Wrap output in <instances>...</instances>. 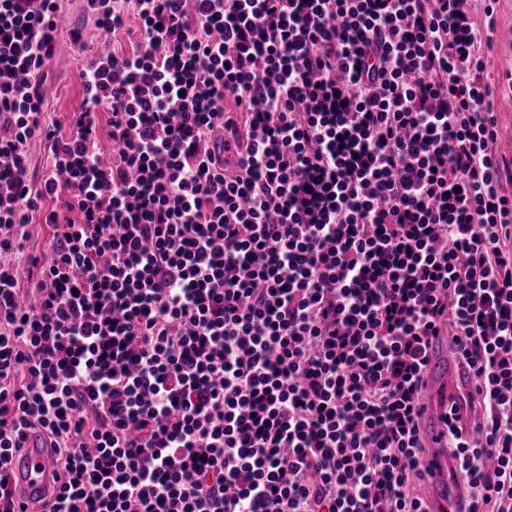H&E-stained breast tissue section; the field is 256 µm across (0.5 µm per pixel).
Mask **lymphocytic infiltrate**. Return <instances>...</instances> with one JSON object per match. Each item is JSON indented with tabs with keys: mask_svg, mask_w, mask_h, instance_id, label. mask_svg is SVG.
Wrapping results in <instances>:
<instances>
[{
	"mask_svg": "<svg viewBox=\"0 0 512 512\" xmlns=\"http://www.w3.org/2000/svg\"><path fill=\"white\" fill-rule=\"evenodd\" d=\"M86 2L139 39L86 66L63 137L60 0H0V512H29L9 468L34 430L49 512H426L442 326L474 379L471 426L448 418L470 512H512L496 0ZM30 166L34 181L41 182L51 167L50 142L36 140L28 147Z\"/></svg>",
	"mask_w": 512,
	"mask_h": 512,
	"instance_id": "f902f5d3",
	"label": "lymphocytic infiltrate"
}]
</instances>
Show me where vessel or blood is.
I'll list each match as a JSON object with an SVG mask.
<instances>
[{
  "mask_svg": "<svg viewBox=\"0 0 512 512\" xmlns=\"http://www.w3.org/2000/svg\"><path fill=\"white\" fill-rule=\"evenodd\" d=\"M427 386L420 399V430L426 443L421 496L427 512H468L469 504L459 460L448 450V408L466 412L473 379L463 370L447 330L432 337L426 370ZM53 455L40 435H31L23 451L15 453L10 482L24 498L53 502Z\"/></svg>",
  "mask_w": 512,
  "mask_h": 512,
  "instance_id": "obj_1",
  "label": "vessel or blood"
}]
</instances>
